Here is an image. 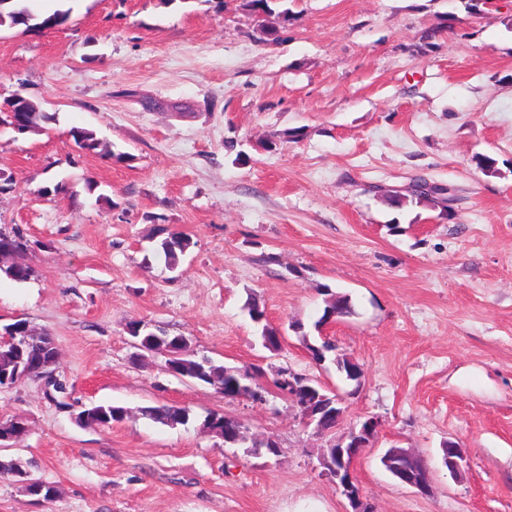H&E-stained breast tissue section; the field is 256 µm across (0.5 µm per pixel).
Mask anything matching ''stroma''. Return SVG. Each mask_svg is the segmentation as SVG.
<instances>
[{"label":"stroma","instance_id":"35a3bbf8","mask_svg":"<svg viewBox=\"0 0 512 512\" xmlns=\"http://www.w3.org/2000/svg\"><path fill=\"white\" fill-rule=\"evenodd\" d=\"M495 2L288 0L273 44L244 0H72L62 28H0V103L21 90L57 116L27 136L0 124V230L28 240L33 270L0 278V325L26 320L59 352L51 380L0 387V419L29 428L0 463L58 496L33 501L0 473V512H345L318 462L328 436L273 386L282 368L345 396L339 430L381 420L354 465L377 512H512V0ZM74 127L126 161L81 152ZM162 227L193 241L173 271ZM335 293L352 315L315 332ZM252 295L285 332L279 351ZM132 321L260 366L264 401L169 374ZM323 338L336 349L318 363L306 345ZM90 403L130 415L87 426ZM162 404L189 422L140 413ZM211 413L240 420L246 443L204 429ZM269 436L279 455L253 450ZM447 441L465 450L455 479ZM393 444L428 464L431 496L383 468ZM141 415L163 425L187 424L190 412L185 407L175 405L148 406L140 410Z\"/></svg>","mask_w":512,"mask_h":512}]
</instances>
